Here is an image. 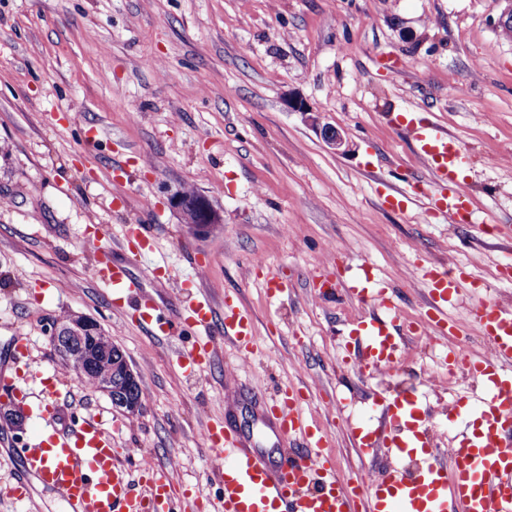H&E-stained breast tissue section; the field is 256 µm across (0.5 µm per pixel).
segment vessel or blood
Listing matches in <instances>:
<instances>
[{"mask_svg": "<svg viewBox=\"0 0 512 512\" xmlns=\"http://www.w3.org/2000/svg\"><path fill=\"white\" fill-rule=\"evenodd\" d=\"M400 124L414 141L420 162L444 188L435 210L450 223H462L460 205L468 194L466 181L458 177L466 159L462 145L414 113L402 114ZM97 275L118 302L138 298L142 323L169 332L168 314L141 295L126 269L106 265ZM424 284L430 321L419 333L432 338L444 326L448 307L464 283L453 271L431 268ZM347 290L362 301L388 304L384 289L369 280L354 279ZM180 315L204 334L177 358L178 367L194 375L209 364L216 346L209 299L182 298ZM473 316L489 354L468 363L467 370L482 385L483 395L475 402L465 397L456 401L455 414L466 419L467 428L447 457L426 447L425 411L411 390H399L381 400L394 432L384 435L363 423L354 432L356 444L371 458L381 447L398 457L421 453V467L414 474L392 469L348 487L334 459L324 452L328 442L320 428L300 411V393L287 387L269 413L278 430L298 440L301 448L278 467L244 448L239 436L223 425H208L205 439L219 460L213 473L221 488L220 496L209 501V512H357L361 506L366 512H512V308L479 303ZM359 333L365 343V369L395 368L403 341L386 321L363 323ZM224 337L245 354L257 345L250 315L229 299L224 302ZM113 443L111 431L90 416L68 432L40 433L15 454L24 459L28 474L61 495L71 512H184V495L163 471L147 468L143 485L134 488Z\"/></svg>", "mask_w": 512, "mask_h": 512, "instance_id": "b4317fda", "label": "vessel or blood"}]
</instances>
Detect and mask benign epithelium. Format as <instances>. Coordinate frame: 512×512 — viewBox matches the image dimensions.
I'll return each instance as SVG.
<instances>
[{
	"mask_svg": "<svg viewBox=\"0 0 512 512\" xmlns=\"http://www.w3.org/2000/svg\"><path fill=\"white\" fill-rule=\"evenodd\" d=\"M288 109L305 117V120L317 130L327 145L338 153L348 150L349 142L345 135L336 126L321 123L320 113L304 100L294 98L288 101ZM170 206L182 216L183 223L187 224L193 234L203 236L223 223L221 215L211 204L210 200L201 195L193 205L183 202L182 195L176 192L169 198ZM99 329V322L87 315H77L70 326L73 336L65 338L59 335L60 329L56 325L49 328L50 340L54 343L61 358H66L65 346L61 341H77L85 347L83 364L84 368L77 370V375L86 377V370L92 369L98 372V391L106 395L112 402V406L125 414H138L142 410V401L125 395H120L115 389L113 381L119 379L124 385L131 386L138 382V374L128 361H119L116 364L104 365L108 359V349L97 344L95 332Z\"/></svg>",
	"mask_w": 512,
	"mask_h": 512,
	"instance_id": "benign-epithelium-1",
	"label": "benign epithelium"
}]
</instances>
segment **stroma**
I'll return each instance as SVG.
<instances>
[{"instance_id": "stroma-1", "label": "stroma", "mask_w": 512, "mask_h": 512, "mask_svg": "<svg viewBox=\"0 0 512 512\" xmlns=\"http://www.w3.org/2000/svg\"><path fill=\"white\" fill-rule=\"evenodd\" d=\"M507 0H0V365L27 339L32 376L22 427L0 418V455L43 431L40 379L58 376L76 413L101 415L131 475L167 472L189 501L219 495L208 424L223 421L247 447L277 460L261 395L290 385L323 431L327 454L352 483L395 464L362 456L352 430L383 426L375 400L415 387L431 416L425 436L448 451L464 431L453 402L474 398L471 376L449 373V344L471 358L488 345L473 301L512 306V32L497 26ZM308 101L343 130L332 150L288 98ZM419 112L458 138L469 163L467 221L431 211L439 193L396 125ZM102 135L85 140L84 126ZM124 161L126 172L113 171ZM207 196L223 222L194 235L169 197ZM149 225L153 246L122 249ZM103 230L144 293L176 310L183 292L207 296L215 325L232 296L253 319L258 347L217 338L210 366L187 377L176 356L196 336L114 307L85 239ZM444 264L476 279L448 309L446 335L414 339L427 318L422 268ZM289 287L271 294L267 274ZM369 276L411 335L395 371H364L349 332L382 317L321 280ZM88 315L137 371L143 409L119 413L65 370L45 329Z\"/></svg>"}]
</instances>
